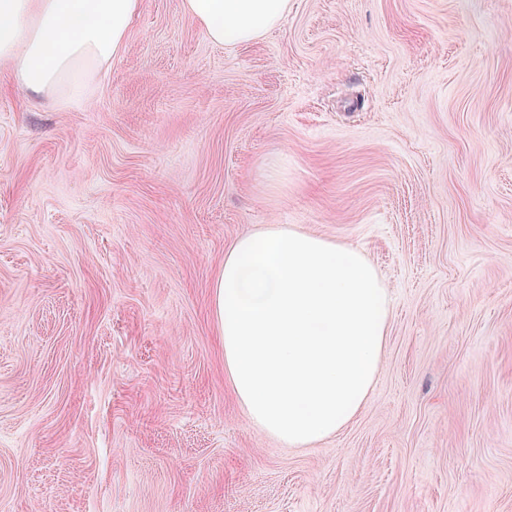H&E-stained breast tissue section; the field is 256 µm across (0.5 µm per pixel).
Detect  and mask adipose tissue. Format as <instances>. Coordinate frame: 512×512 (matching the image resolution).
Listing matches in <instances>:
<instances>
[{
    "mask_svg": "<svg viewBox=\"0 0 512 512\" xmlns=\"http://www.w3.org/2000/svg\"><path fill=\"white\" fill-rule=\"evenodd\" d=\"M289 0H182L216 44L281 23ZM141 0H0V64L27 93L65 108L127 45ZM224 369L265 434L306 448L371 400L392 298L357 249L275 224L236 239L213 284Z\"/></svg>",
    "mask_w": 512,
    "mask_h": 512,
    "instance_id": "1",
    "label": "adipose tissue"
}]
</instances>
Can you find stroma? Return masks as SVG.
<instances>
[{
  "label": "stroma",
  "mask_w": 512,
  "mask_h": 512,
  "mask_svg": "<svg viewBox=\"0 0 512 512\" xmlns=\"http://www.w3.org/2000/svg\"><path fill=\"white\" fill-rule=\"evenodd\" d=\"M94 85L0 70V512H512V0H290L233 48L142 0ZM274 224L393 295L310 448L236 401L213 316Z\"/></svg>",
  "instance_id": "1"
}]
</instances>
